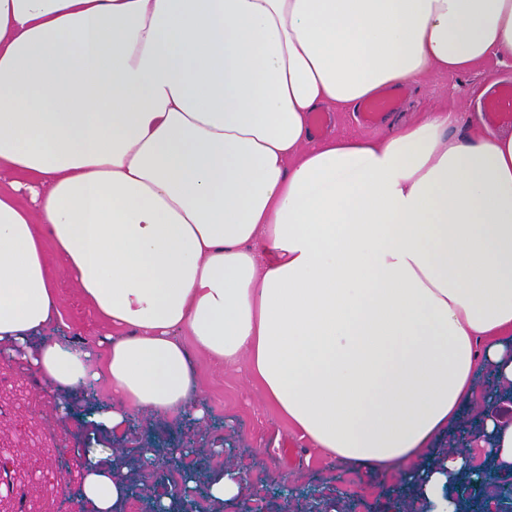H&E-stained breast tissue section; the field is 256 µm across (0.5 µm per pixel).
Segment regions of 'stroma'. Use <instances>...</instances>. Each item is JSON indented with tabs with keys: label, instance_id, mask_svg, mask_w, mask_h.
<instances>
[{
	"label": "stroma",
	"instance_id": "obj_1",
	"mask_svg": "<svg viewBox=\"0 0 512 512\" xmlns=\"http://www.w3.org/2000/svg\"><path fill=\"white\" fill-rule=\"evenodd\" d=\"M480 82L479 74H436L409 87L396 120L410 122L432 108L454 112L466 109L467 98ZM55 270L64 333L76 340L95 342L107 329L90 314L78 289L51 258ZM201 383L209 399L211 416L207 426H198L193 414L168 422L153 417H134L126 433L116 434L113 447L123 449L132 487L118 512H145L151 488L181 491V475H192L191 493L198 512H209L205 491L214 472L225 461L240 468L250 484L253 512H393L400 488L394 476L381 469L359 470L309 453L304 442L279 415L265 404L262 392L248 378L246 364L225 367L195 352ZM12 386L24 387L28 396L25 411L0 408V429L17 443L16 461L33 481L15 489L23 512H76L74 504L59 492L65 476L51 449L64 457L84 451L90 436L79 417L91 405L110 401L107 383H99L92 398L77 402L76 418L59 424L47 396L30 373L9 367ZM192 438L190 455L173 460L164 472L141 467L142 448L176 444ZM223 455H215V446Z\"/></svg>",
	"mask_w": 512,
	"mask_h": 512
}]
</instances>
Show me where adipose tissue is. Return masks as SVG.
Segmentation results:
<instances>
[{
    "label": "adipose tissue",
    "mask_w": 512,
    "mask_h": 512,
    "mask_svg": "<svg viewBox=\"0 0 512 512\" xmlns=\"http://www.w3.org/2000/svg\"><path fill=\"white\" fill-rule=\"evenodd\" d=\"M512 60V0H0V359L67 422L206 419L191 348L246 361L267 403L324 457L397 477L411 512H455L483 482L448 451L468 407L512 469V132L483 102L381 138L312 143L310 116L433 72ZM464 125L462 134L450 129ZM55 252L100 322L64 321ZM495 392L480 393L481 371ZM83 512L129 492L123 454L78 464ZM247 481L221 467L213 507Z\"/></svg>",
    "instance_id": "obj_1"
}]
</instances>
